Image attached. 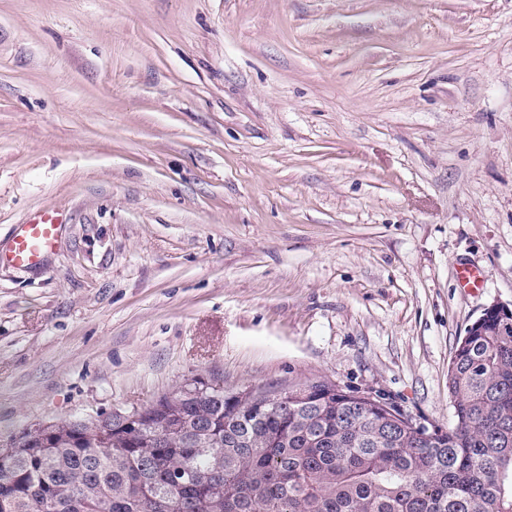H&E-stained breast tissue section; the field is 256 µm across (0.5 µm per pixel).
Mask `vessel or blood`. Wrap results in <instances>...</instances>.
I'll return each instance as SVG.
<instances>
[{
  "instance_id": "vessel-or-blood-1",
  "label": "vessel or blood",
  "mask_w": 512,
  "mask_h": 512,
  "mask_svg": "<svg viewBox=\"0 0 512 512\" xmlns=\"http://www.w3.org/2000/svg\"><path fill=\"white\" fill-rule=\"evenodd\" d=\"M60 216L52 209L44 210L35 219L18 225L7 250H0V265L32 267L55 247Z\"/></svg>"
}]
</instances>
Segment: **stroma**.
Returning a JSON list of instances; mask_svg holds the SVG:
<instances>
[{"instance_id": "1", "label": "stroma", "mask_w": 512, "mask_h": 512, "mask_svg": "<svg viewBox=\"0 0 512 512\" xmlns=\"http://www.w3.org/2000/svg\"><path fill=\"white\" fill-rule=\"evenodd\" d=\"M47 208L0 266V442L194 378L448 428L512 302V0H0V247ZM60 216L54 209L44 210L35 219L20 224L7 251L0 250V265L32 267L54 250Z\"/></svg>"}]
</instances>
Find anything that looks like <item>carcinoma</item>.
<instances>
[{
	"label": "carcinoma",
	"instance_id": "1",
	"mask_svg": "<svg viewBox=\"0 0 512 512\" xmlns=\"http://www.w3.org/2000/svg\"><path fill=\"white\" fill-rule=\"evenodd\" d=\"M228 393L193 379L143 408L25 430L0 448V512H512V324L485 319L448 367L435 437L329 381Z\"/></svg>",
	"mask_w": 512,
	"mask_h": 512
}]
</instances>
